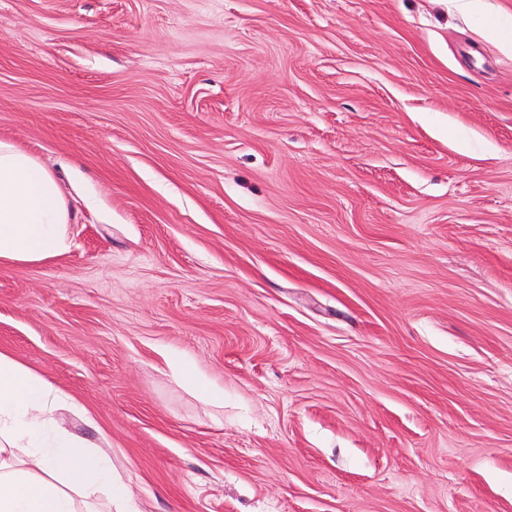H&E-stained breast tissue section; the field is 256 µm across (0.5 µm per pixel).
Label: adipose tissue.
Returning a JSON list of instances; mask_svg holds the SVG:
<instances>
[{
    "label": "adipose tissue",
    "mask_w": 512,
    "mask_h": 512,
    "mask_svg": "<svg viewBox=\"0 0 512 512\" xmlns=\"http://www.w3.org/2000/svg\"><path fill=\"white\" fill-rule=\"evenodd\" d=\"M69 218L50 170L0 140V264L66 255ZM62 411L96 425L76 398L0 351V512H131L109 456L63 428Z\"/></svg>",
    "instance_id": "obj_1"
}]
</instances>
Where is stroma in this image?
Masks as SVG:
<instances>
[{
  "mask_svg": "<svg viewBox=\"0 0 512 512\" xmlns=\"http://www.w3.org/2000/svg\"><path fill=\"white\" fill-rule=\"evenodd\" d=\"M0 0L71 209L0 351L140 512H512V0ZM224 392L204 402L166 361Z\"/></svg>",
  "mask_w": 512,
  "mask_h": 512,
  "instance_id": "1",
  "label": "stroma"
}]
</instances>
